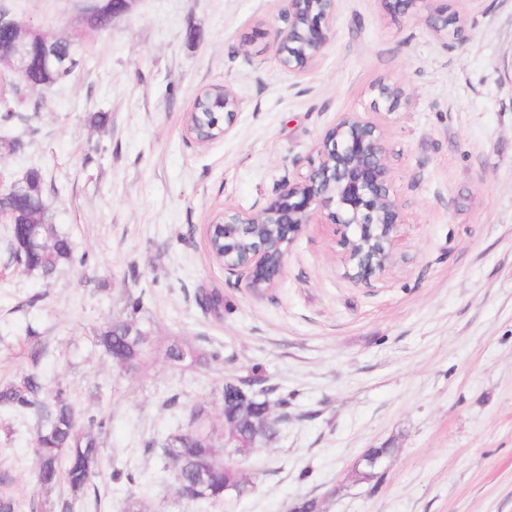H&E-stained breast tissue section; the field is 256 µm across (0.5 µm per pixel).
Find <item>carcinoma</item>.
I'll use <instances>...</instances> for the list:
<instances>
[{"label": "carcinoma", "instance_id": "obj_1", "mask_svg": "<svg viewBox=\"0 0 512 512\" xmlns=\"http://www.w3.org/2000/svg\"><path fill=\"white\" fill-rule=\"evenodd\" d=\"M36 52L51 57L52 67L46 72L49 83L69 77L80 65V59L67 41L55 40L44 46H35ZM27 183L33 188V197L15 195L8 188L0 191V206L20 210L31 215L30 223L18 230L11 228L12 239L23 234L30 240V247H14L13 259L22 268L52 275L57 267L74 261L68 236L55 225L44 220V208L36 207L43 200L45 178L41 169L26 172ZM143 296L128 301L129 316L108 320L96 331V343L120 372L137 375L143 371L151 356L148 331L139 326L137 315L143 310ZM170 364L177 367L206 366L221 359L217 350L171 344L166 350ZM264 389L240 377L229 376L222 385L224 422L238 424L249 430V421L266 417L269 401L259 399ZM0 407L17 413L31 412L39 423L33 438L37 481L43 488H50L64 481L74 493L85 491L99 474L101 450L98 435L105 427L102 420L83 417L70 392L57 387L46 393L41 375L31 371L19 379L0 385ZM206 417L202 408L190 411L189 422L180 431L164 439L152 440L148 447L159 451L164 469L181 477L173 482L179 501L200 506L223 507L231 512L234 505L257 486V474L246 468L254 449L224 447V432L205 428ZM389 448H371L363 456V471H355L362 480L375 476L373 461L387 459ZM13 481L0 475V512H18L20 501L11 489Z\"/></svg>", "mask_w": 512, "mask_h": 512}]
</instances>
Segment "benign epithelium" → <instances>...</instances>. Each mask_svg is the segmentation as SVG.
Here are the masks:
<instances>
[{
  "label": "benign epithelium",
  "mask_w": 512,
  "mask_h": 512,
  "mask_svg": "<svg viewBox=\"0 0 512 512\" xmlns=\"http://www.w3.org/2000/svg\"><path fill=\"white\" fill-rule=\"evenodd\" d=\"M339 0H288L285 26L274 31L273 44L279 65L294 74L313 66L327 44ZM411 9L422 2L427 9L425 24L437 38L458 36L464 26L457 19L448 26V4L444 0H386ZM33 29L18 22L0 39V62L19 79L27 76ZM207 91L224 104V129L230 132L240 103L222 86ZM378 95L387 111L396 112L412 105L411 95L398 84L382 83ZM323 219L343 226L340 245L345 252V275L354 281H367L383 274L392 260V247L398 226L404 223L401 206L391 192L390 168L382 129L357 116H346L330 128L318 146V163L310 166L301 180L284 183L256 212L226 210L217 214L207 227V236L220 225L245 230L251 224H276L277 234L252 242L239 255L228 248L217 258L224 269L244 276L246 287L262 291L268 270L275 266L283 274L290 245L310 224Z\"/></svg>",
  "instance_id": "1"
}]
</instances>
